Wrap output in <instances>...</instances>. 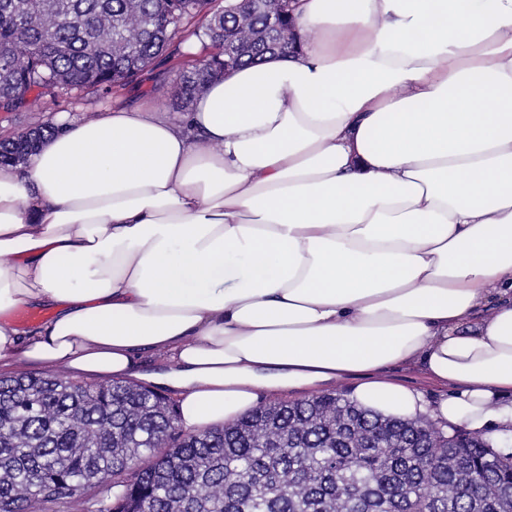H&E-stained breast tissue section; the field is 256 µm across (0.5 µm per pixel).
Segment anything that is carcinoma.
Masks as SVG:
<instances>
[{
	"label": "carcinoma",
	"instance_id": "1",
	"mask_svg": "<svg viewBox=\"0 0 512 512\" xmlns=\"http://www.w3.org/2000/svg\"><path fill=\"white\" fill-rule=\"evenodd\" d=\"M296 4L274 31L264 13L243 26L215 0H0V109L110 93L171 53L194 61L170 91L180 110L213 74L288 54ZM189 29L205 55L183 50ZM53 131L0 142V166L26 164ZM75 490L87 512H512V448L336 391L191 434L177 404L142 385L0 378V512H57Z\"/></svg>",
	"mask_w": 512,
	"mask_h": 512
}]
</instances>
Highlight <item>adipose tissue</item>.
<instances>
[{"mask_svg":"<svg viewBox=\"0 0 512 512\" xmlns=\"http://www.w3.org/2000/svg\"><path fill=\"white\" fill-rule=\"evenodd\" d=\"M294 34L192 111L60 115L0 166V367L157 385L186 432L353 378L366 409L498 439L512 0H299ZM43 305L21 337L11 312ZM400 363L447 395L388 379Z\"/></svg>","mask_w":512,"mask_h":512,"instance_id":"obj_1","label":"adipose tissue"}]
</instances>
